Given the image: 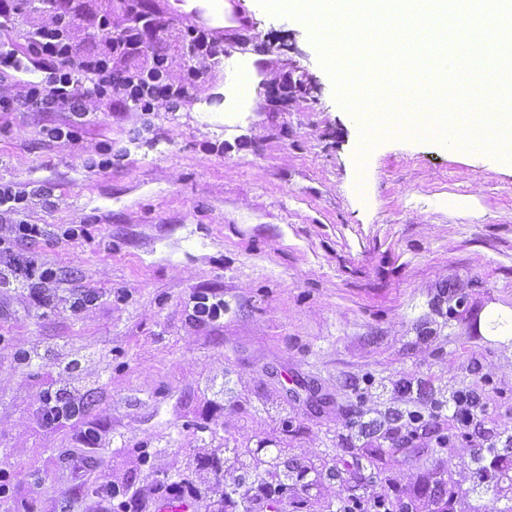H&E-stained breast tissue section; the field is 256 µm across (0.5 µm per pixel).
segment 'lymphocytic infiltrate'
<instances>
[{
    "instance_id": "f902f5d3",
    "label": "lymphocytic infiltrate",
    "mask_w": 512,
    "mask_h": 512,
    "mask_svg": "<svg viewBox=\"0 0 512 512\" xmlns=\"http://www.w3.org/2000/svg\"><path fill=\"white\" fill-rule=\"evenodd\" d=\"M79 20L101 32L104 49H90L73 39L71 28ZM159 29L146 6L133 23L115 30L107 17L93 12L89 0H65L50 21L25 30L23 48L0 39V81L18 76L23 86L20 94H0V112L64 113V120L47 127L46 134L70 142L76 138L78 120L88 116L93 102L143 112L161 103L172 110L180 107L191 88L202 82L204 64L217 62L224 47L209 27H190L189 50L196 64L176 81L170 76L167 54L148 49L151 32ZM146 53L151 62L140 65L138 59ZM28 202L27 192L0 184V222L8 226L7 233L0 234V281L19 283L38 298L58 276L55 269L37 267L15 253L16 242L35 241L44 235L41 225L22 218Z\"/></svg>"
}]
</instances>
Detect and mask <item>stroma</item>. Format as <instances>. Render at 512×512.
Listing matches in <instances>:
<instances>
[{"instance_id":"1","label":"stroma","mask_w":512,"mask_h":512,"mask_svg":"<svg viewBox=\"0 0 512 512\" xmlns=\"http://www.w3.org/2000/svg\"><path fill=\"white\" fill-rule=\"evenodd\" d=\"M150 3L181 79L206 0ZM241 3L223 64L176 111L102 106L69 143L45 133L61 115L0 113V182L37 191L23 218L46 230L17 253L58 274L42 303L0 283V512H156L175 487L211 512L208 487L262 475L186 463L243 444L289 447L302 469L270 512H337L355 468L386 512L465 490L504 512L474 447L512 428V345L477 330L489 303L512 307V161L397 136L359 156L364 122L337 101L311 26ZM237 56L259 75L242 102ZM203 297L216 319L194 318ZM469 389L486 409L468 431L445 413L422 447L395 450L408 412ZM59 391L82 410L44 425ZM106 481L118 504L98 498Z\"/></svg>"}]
</instances>
